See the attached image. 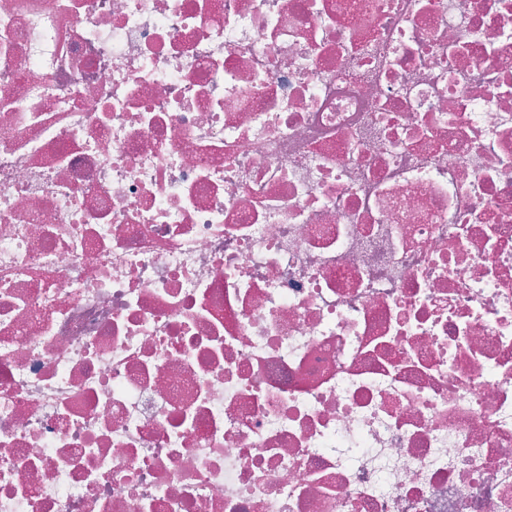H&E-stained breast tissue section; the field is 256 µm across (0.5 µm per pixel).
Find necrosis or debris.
I'll use <instances>...</instances> for the list:
<instances>
[{
	"label": "necrosis or debris",
	"instance_id": "necrosis-or-debris-1",
	"mask_svg": "<svg viewBox=\"0 0 512 512\" xmlns=\"http://www.w3.org/2000/svg\"><path fill=\"white\" fill-rule=\"evenodd\" d=\"M0 512H512V0H0Z\"/></svg>",
	"mask_w": 512,
	"mask_h": 512
}]
</instances>
